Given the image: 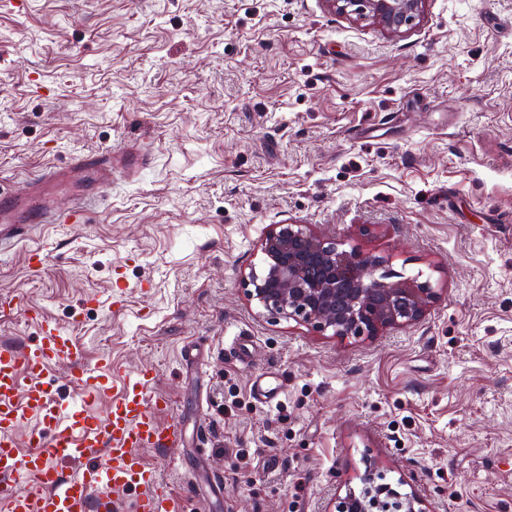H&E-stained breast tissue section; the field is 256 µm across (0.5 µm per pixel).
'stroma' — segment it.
Wrapping results in <instances>:
<instances>
[{"mask_svg":"<svg viewBox=\"0 0 512 512\" xmlns=\"http://www.w3.org/2000/svg\"><path fill=\"white\" fill-rule=\"evenodd\" d=\"M122 143L139 179L84 230H38L44 270L0 256V292L60 321L120 297L77 338L208 425L181 463L142 451L177 483L195 456L220 477L192 507L329 512L371 467L428 512H512V0H428L399 36L323 0L0 5V186ZM290 223L438 302L364 342L263 314L241 275Z\"/></svg>","mask_w":512,"mask_h":512,"instance_id":"1","label":"stroma"}]
</instances>
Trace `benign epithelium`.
Wrapping results in <instances>:
<instances>
[{"label": "benign epithelium", "instance_id": "obj_1", "mask_svg": "<svg viewBox=\"0 0 512 512\" xmlns=\"http://www.w3.org/2000/svg\"><path fill=\"white\" fill-rule=\"evenodd\" d=\"M329 10L372 21L399 36L424 12L426 0H324ZM261 270L241 277L248 300L275 319H292L340 340L372 339L421 321L438 299L430 282L380 272L385 260L336 240L307 224H273L260 242ZM365 488L334 502L333 512H428L421 500H400L388 486L374 484V469L363 475Z\"/></svg>", "mask_w": 512, "mask_h": 512}]
</instances>
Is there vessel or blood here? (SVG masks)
<instances>
[{
    "instance_id": "vessel-or-blood-1",
    "label": "vessel or blood",
    "mask_w": 512,
    "mask_h": 512,
    "mask_svg": "<svg viewBox=\"0 0 512 512\" xmlns=\"http://www.w3.org/2000/svg\"><path fill=\"white\" fill-rule=\"evenodd\" d=\"M142 163L133 148L90 147L0 187V255L42 225L84 226L109 199L115 174L136 178ZM28 318L36 335L0 343V512H187L172 480L141 454L187 446L179 418L158 419L170 403L155 395L152 369L125 374L112 387L108 356L87 363L76 338L82 307L63 322L36 311ZM60 361L75 366L67 402L51 374ZM109 392L111 406L90 412L89 403ZM23 423L29 429L22 434Z\"/></svg>"
}]
</instances>
